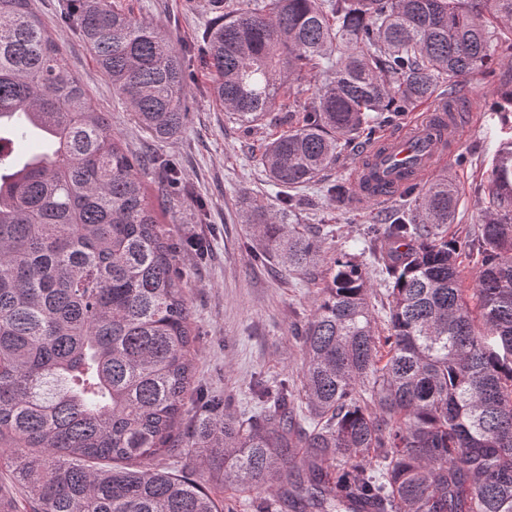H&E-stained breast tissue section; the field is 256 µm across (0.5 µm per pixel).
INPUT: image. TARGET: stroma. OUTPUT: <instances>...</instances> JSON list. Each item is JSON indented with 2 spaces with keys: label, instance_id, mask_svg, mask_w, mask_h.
<instances>
[{
  "label": "stroma",
  "instance_id": "stroma-1",
  "mask_svg": "<svg viewBox=\"0 0 512 512\" xmlns=\"http://www.w3.org/2000/svg\"><path fill=\"white\" fill-rule=\"evenodd\" d=\"M136 18L152 21L171 37L176 48L199 44L213 19L209 0H117ZM53 30L70 67L83 80L92 104L108 115L112 130L131 152L159 157L177 166L188 188L160 213L162 230L177 246L178 266L192 314L196 342L192 350L194 384L223 397L238 414L255 412V381L298 382L305 356L294 331L309 319L334 259L358 255L373 286L371 301L377 319H385L388 299L377 265L362 250L366 225L385 226L406 202L397 195L387 203L357 207L353 195L321 199L306 190L307 202L297 218L321 238L323 259L302 275H291L273 263H258L249 249L252 231L240 221L245 198L275 203L277 190L260 163L267 142L286 131L278 113H270L253 132L230 120L208 95L203 55L189 61V120L182 132L165 142L153 140L132 120L112 85L95 64L76 30L64 20L68 0H33ZM497 86V85H496ZM496 86L474 75L453 82L452 97L464 119L458 154L468 158L457 166L447 155L438 172L451 174L458 206L448 234L459 239L479 224L488 202L484 174L500 139L512 136L492 110ZM204 239L206 259L185 250L184 242Z\"/></svg>",
  "mask_w": 512,
  "mask_h": 512
}]
</instances>
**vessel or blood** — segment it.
Here are the masks:
<instances>
[{"instance_id": "vessel-or-blood-1", "label": "vessel or blood", "mask_w": 512, "mask_h": 512, "mask_svg": "<svg viewBox=\"0 0 512 512\" xmlns=\"http://www.w3.org/2000/svg\"><path fill=\"white\" fill-rule=\"evenodd\" d=\"M460 131L447 101L434 112L412 123L399 136H385L373 143L355 171L357 199L371 203L381 196L424 181L435 167L444 145L456 144Z\"/></svg>"}]
</instances>
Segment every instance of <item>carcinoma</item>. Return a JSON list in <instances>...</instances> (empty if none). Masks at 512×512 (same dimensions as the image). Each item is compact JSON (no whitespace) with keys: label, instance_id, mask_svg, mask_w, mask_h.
I'll list each match as a JSON object with an SVG mask.
<instances>
[{"label":"carcinoma","instance_id":"obj_1","mask_svg":"<svg viewBox=\"0 0 512 512\" xmlns=\"http://www.w3.org/2000/svg\"><path fill=\"white\" fill-rule=\"evenodd\" d=\"M242 0L205 31L211 97L251 131H288L262 156L280 203L250 201L256 258L301 274L318 240L293 223L299 193L326 181L354 141L456 78L512 62V0ZM69 19L134 121L166 141L186 126L185 59L156 24L109 0H71ZM329 73L320 82L317 74ZM311 93V105L298 104ZM0 512H224L189 477L157 468L187 404L184 447L227 479L300 512H512V141L494 155L477 236L448 237L449 174L407 188L379 270L378 329L362 263L336 260L298 338L299 398L260 382L238 418L192 392L191 311L175 248L158 228L141 160L91 103L32 0H0ZM41 151L3 157V143ZM474 288L462 287L464 259Z\"/></svg>","mask_w":512,"mask_h":512}]
</instances>
